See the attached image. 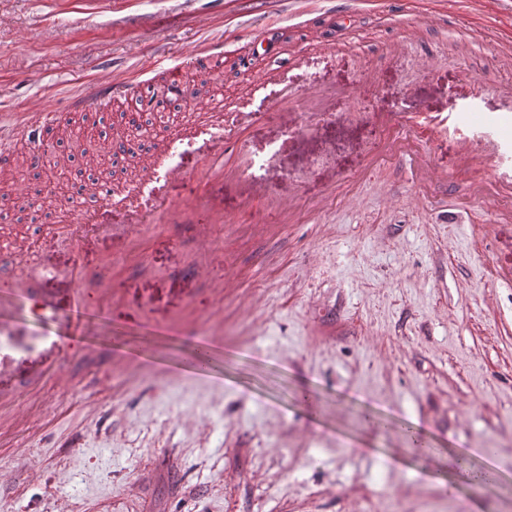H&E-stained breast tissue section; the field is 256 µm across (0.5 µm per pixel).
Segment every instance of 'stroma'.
Masks as SVG:
<instances>
[{"label":"stroma","instance_id":"obj_1","mask_svg":"<svg viewBox=\"0 0 512 512\" xmlns=\"http://www.w3.org/2000/svg\"><path fill=\"white\" fill-rule=\"evenodd\" d=\"M447 2L427 26L402 0H369L325 51L327 0H0V130L40 110L117 121L144 82L188 73L186 58L217 43L221 86L166 104L175 121L233 111L264 77L336 93L316 120L299 115V132L272 105L232 130L252 150L243 177L293 201V222L267 197L200 178L204 162L184 145L175 197L214 199L226 216L209 241L152 224L136 263L109 229L40 243L62 311L71 271H84L86 315L62 339L61 374L16 392L0 512H512V287L488 281L491 266L512 264V193L487 217L472 187L491 171L463 167L433 131L434 115L476 94L482 111L512 108V36L484 28L512 0L470 14ZM267 28L280 54L242 72V48ZM108 82L127 95L84 113L80 99ZM408 133L437 181L395 150ZM50 150L47 166L74 172L73 212L100 205L86 190L98 169L69 146ZM41 187L34 167L13 179L0 225L56 222ZM228 272L232 287L219 289ZM217 311L224 332L202 381L185 359ZM417 435L440 461L405 455ZM487 448L497 478L479 489L455 456L479 467Z\"/></svg>","mask_w":512,"mask_h":512}]
</instances>
